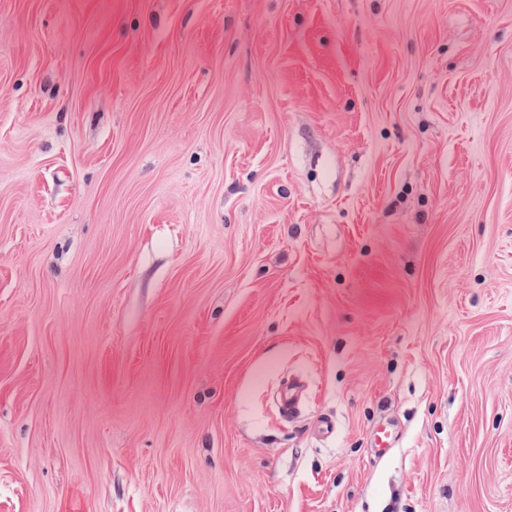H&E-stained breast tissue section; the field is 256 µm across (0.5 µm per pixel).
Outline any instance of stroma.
<instances>
[{
	"label": "stroma",
	"mask_w": 512,
	"mask_h": 512,
	"mask_svg": "<svg viewBox=\"0 0 512 512\" xmlns=\"http://www.w3.org/2000/svg\"><path fill=\"white\" fill-rule=\"evenodd\" d=\"M0 512H512V0H0Z\"/></svg>",
	"instance_id": "obj_1"
}]
</instances>
